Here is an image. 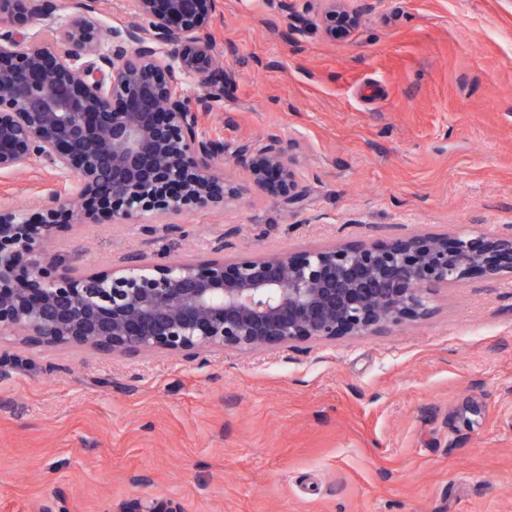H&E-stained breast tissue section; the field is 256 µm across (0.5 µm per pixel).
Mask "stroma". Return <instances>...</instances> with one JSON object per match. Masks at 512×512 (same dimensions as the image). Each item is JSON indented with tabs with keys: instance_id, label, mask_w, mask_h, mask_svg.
Wrapping results in <instances>:
<instances>
[{
	"instance_id": "stroma-1",
	"label": "stroma",
	"mask_w": 512,
	"mask_h": 512,
	"mask_svg": "<svg viewBox=\"0 0 512 512\" xmlns=\"http://www.w3.org/2000/svg\"><path fill=\"white\" fill-rule=\"evenodd\" d=\"M221 0L226 152L269 135L306 189L74 225L73 178L0 172V203L57 210L76 272L129 257L300 252L414 234L512 233V0ZM433 314L292 348L109 358L0 334V512H512V277L439 290ZM323 8L320 22L325 36L336 40V37H347L357 25V15L346 9V0H321Z\"/></svg>"
}]
</instances>
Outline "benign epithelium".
Returning <instances> with one entry per match:
<instances>
[{
	"mask_svg": "<svg viewBox=\"0 0 512 512\" xmlns=\"http://www.w3.org/2000/svg\"><path fill=\"white\" fill-rule=\"evenodd\" d=\"M327 38L357 15L322 0ZM50 0H0V171L33 161L75 174L115 224L221 208L242 184L219 169L224 142L202 116L221 106L224 65L210 37L218 0H130L131 19L103 31L95 0H71L55 41L24 25ZM201 89L190 97L185 84ZM248 186L289 207L304 190L274 136L241 144ZM56 210L37 224L0 205V332L38 348L104 357L253 351L371 336L432 314L433 294L475 276L512 273V235L417 234L297 253L174 261L134 256L121 269L76 273L51 253Z\"/></svg>",
	"mask_w": 512,
	"mask_h": 512,
	"instance_id": "7a95c632",
	"label": "benign epithelium"
}]
</instances>
